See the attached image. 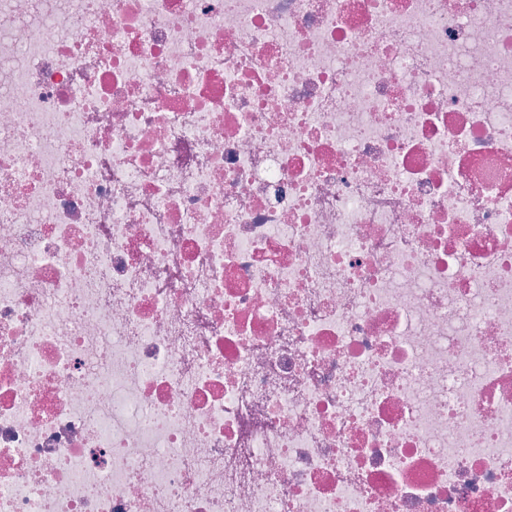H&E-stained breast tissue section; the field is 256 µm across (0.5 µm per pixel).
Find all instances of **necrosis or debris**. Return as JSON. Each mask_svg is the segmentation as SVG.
<instances>
[{
    "mask_svg": "<svg viewBox=\"0 0 512 512\" xmlns=\"http://www.w3.org/2000/svg\"><path fill=\"white\" fill-rule=\"evenodd\" d=\"M0 512H512V0H0Z\"/></svg>",
    "mask_w": 512,
    "mask_h": 512,
    "instance_id": "1",
    "label": "necrosis or debris"
}]
</instances>
